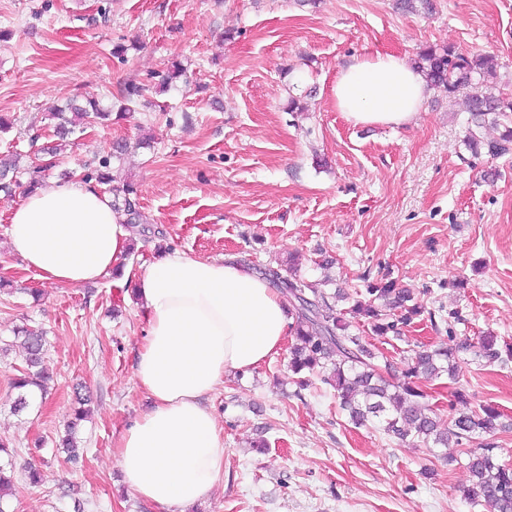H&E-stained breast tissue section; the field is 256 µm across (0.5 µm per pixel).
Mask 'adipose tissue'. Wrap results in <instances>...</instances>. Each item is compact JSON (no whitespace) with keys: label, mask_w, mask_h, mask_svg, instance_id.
<instances>
[{"label":"adipose tissue","mask_w":512,"mask_h":512,"mask_svg":"<svg viewBox=\"0 0 512 512\" xmlns=\"http://www.w3.org/2000/svg\"><path fill=\"white\" fill-rule=\"evenodd\" d=\"M428 93L414 64L382 52L353 58L331 87L337 111L355 126L413 124ZM7 234L25 269L70 287L110 275L129 243L108 195L77 179L27 193ZM133 286L147 321L134 375L153 406L121 434L115 457L133 495L159 512H184L224 477V431L208 396L225 374L276 353L292 319L264 279L216 259L169 252Z\"/></svg>","instance_id":"adipose-tissue-1"}]
</instances>
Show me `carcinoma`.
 Wrapping results in <instances>:
<instances>
[{"mask_svg":"<svg viewBox=\"0 0 512 512\" xmlns=\"http://www.w3.org/2000/svg\"><path fill=\"white\" fill-rule=\"evenodd\" d=\"M496 66L493 55L461 52L448 46H429L420 52L417 61V68L424 73L430 86L442 87L450 96L462 88L470 89L466 102L470 124L468 147L477 155L483 152L493 159L512 154V98L484 91L488 80L495 75ZM147 91L148 88L139 83L124 84L119 90L121 109L131 111V106L140 103ZM108 116L109 113L91 97L84 98L81 103L75 99L65 107H54L49 112L50 119L54 120V136L61 142L69 140L76 130ZM488 123L501 125L504 131L495 138L484 139L478 129ZM124 149V144H114L111 156L87 169L81 179L99 186L113 182L109 175L111 159L120 158ZM41 154L40 163L29 170L31 187L40 184L42 173L56 167L57 146L43 147ZM18 173L16 160L0 158L3 198L12 196ZM112 193V206L124 212L125 223L129 224L132 233L146 235L148 228L141 226L137 189L126 182L112 187ZM262 275L288 297V311L293 319L289 361L292 372L313 375L330 370L325 381L335 390L340 409L356 425L374 417L382 424L387 436L402 443H421L428 448H446L451 441L460 446L467 445L463 452L471 484L464 490L465 498L472 507H482L487 512H512V465L501 461L494 441L499 427L498 409L492 404H482L475 409L451 413L444 420L426 402L427 394L422 389V381L438 378L444 372L448 373L449 379L457 380L462 353L470 352L488 362H505L512 359L511 346H499L497 337L491 334L475 340L467 336H450L446 346L421 347L402 375L389 380L383 375L377 356L365 337L352 331L346 315L368 319L375 334L382 337L397 332L398 325L424 314L433 322L434 311L411 302L409 291L397 287L391 279L368 283L365 295H356L347 309L338 310L325 293L301 279L284 276L277 270H264ZM17 335L21 336L26 364L14 380V388L19 391L14 410L20 412L28 405L27 393L35 388L44 390L47 376L43 334L22 327L17 329ZM82 418L84 411H76L74 422L61 441L74 459L79 457L74 433ZM2 453L8 459L0 462V512H9L6 498L12 495L13 480L7 469L14 468V462L9 445L0 440Z\"/></svg>","mask_w":512,"mask_h":512,"instance_id":"carcinoma-1","label":"carcinoma"}]
</instances>
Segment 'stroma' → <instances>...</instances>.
<instances>
[{
    "mask_svg": "<svg viewBox=\"0 0 512 512\" xmlns=\"http://www.w3.org/2000/svg\"><path fill=\"white\" fill-rule=\"evenodd\" d=\"M432 14L395 0H0V155L34 158L32 137L53 139L47 114L77 94L118 109L129 82L154 85L173 62L186 82L153 94V107L72 136L49 180L98 164L127 142L119 177L137 191L150 233L127 253L141 273L159 250L282 270L354 293L388 278L435 310L396 338L354 326L393 370L420 346L486 333L512 344V156H474L465 143V95L432 90L418 123L354 126L331 86L352 57L429 45L489 52L500 68L488 92L512 96V0H434ZM123 45V57L112 55ZM298 98L302 111L288 109ZM12 202L0 201V340L26 324L46 334V392L15 411L19 350L0 355V437L17 465L11 512H156L132 495L113 455L152 401L134 377L145 337L134 293L112 277L55 286L9 253ZM289 346L257 369L232 372L207 403L224 430V480L186 512H473L461 447L397 443L357 426L322 382L301 388ZM460 382L469 406L494 404L512 462V361L471 360ZM85 385L91 415L84 459L57 443ZM33 461L41 480L22 466Z\"/></svg>",
    "mask_w": 512,
    "mask_h": 512,
    "instance_id": "1",
    "label": "stroma"
}]
</instances>
